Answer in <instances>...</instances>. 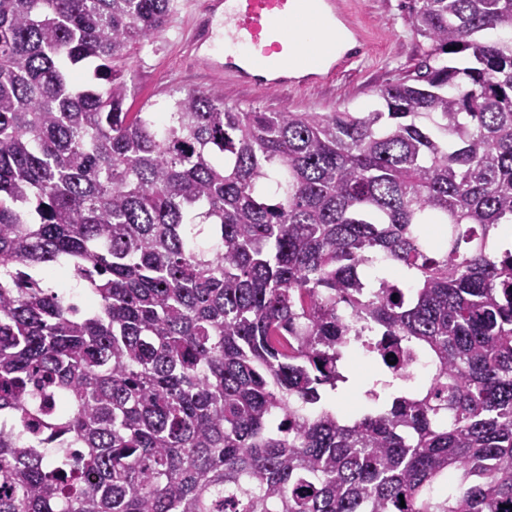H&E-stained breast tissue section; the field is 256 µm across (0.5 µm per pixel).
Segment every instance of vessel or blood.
<instances>
[{
  "instance_id": "1",
  "label": "vessel or blood",
  "mask_w": 512,
  "mask_h": 512,
  "mask_svg": "<svg viewBox=\"0 0 512 512\" xmlns=\"http://www.w3.org/2000/svg\"><path fill=\"white\" fill-rule=\"evenodd\" d=\"M318 2L322 14L340 19L355 28L358 39H365L349 0ZM297 12L298 0H200L191 48L208 46L203 57L207 71L247 90L319 86L357 51L348 49L340 62L327 66L319 53L308 58L293 54L290 25Z\"/></svg>"
}]
</instances>
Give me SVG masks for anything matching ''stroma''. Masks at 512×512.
Returning a JSON list of instances; mask_svg holds the SVG:
<instances>
[{"mask_svg":"<svg viewBox=\"0 0 512 512\" xmlns=\"http://www.w3.org/2000/svg\"><path fill=\"white\" fill-rule=\"evenodd\" d=\"M191 0H174L165 27L154 33L130 61V111L153 106L164 110L173 89H215L229 109L256 107L267 112L363 111L382 87L397 81L422 60L428 44L411 24L408 0H356L355 13L372 36L360 60L322 88L307 91L253 92L208 75L187 54L192 33Z\"/></svg>","mask_w":512,"mask_h":512,"instance_id":"obj_1","label":"stroma"}]
</instances>
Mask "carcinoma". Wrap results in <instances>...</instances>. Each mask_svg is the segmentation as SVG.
I'll use <instances>...</instances> for the list:
<instances>
[{"instance_id":"carcinoma-1","label":"carcinoma","mask_w":512,"mask_h":512,"mask_svg":"<svg viewBox=\"0 0 512 512\" xmlns=\"http://www.w3.org/2000/svg\"><path fill=\"white\" fill-rule=\"evenodd\" d=\"M170 11L0 0V512H512V0H410L366 112H130ZM394 370V376L416 381L424 377L430 378L433 373V366L427 354L412 352L410 357L396 365Z\"/></svg>"}]
</instances>
